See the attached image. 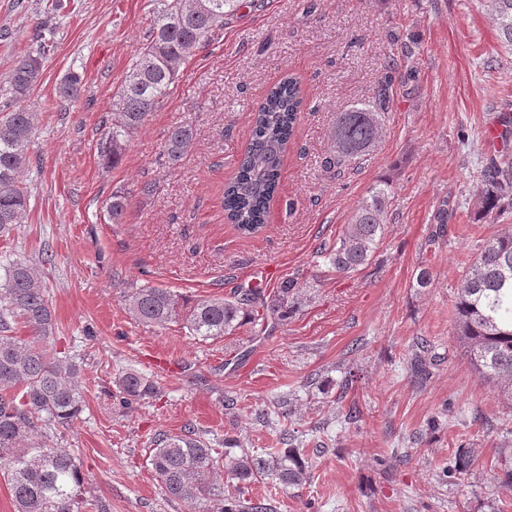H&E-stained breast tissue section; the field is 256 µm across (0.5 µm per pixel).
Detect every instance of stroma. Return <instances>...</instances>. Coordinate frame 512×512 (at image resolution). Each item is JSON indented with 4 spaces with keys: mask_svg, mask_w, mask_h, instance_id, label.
Listing matches in <instances>:
<instances>
[{
    "mask_svg": "<svg viewBox=\"0 0 512 512\" xmlns=\"http://www.w3.org/2000/svg\"><path fill=\"white\" fill-rule=\"evenodd\" d=\"M0 0V80L50 31L54 50L20 106L36 113L22 181L28 218L0 237V269L37 267L51 302L55 346L72 359L85 405L45 447L75 455L92 494L111 512H189L168 500L148 463L154 434L193 425L214 447L281 448L279 427L255 413L288 399V428L302 434L310 485L274 494L278 512H512V401L472 371L454 330L457 289L481 247L512 225L505 213L474 221L479 172L501 154L486 128L512 116V50L492 18V0H247L218 38L180 69L164 105L132 135L121 163L103 168L97 142L114 94L147 40L153 0ZM79 98L60 102L68 75ZM306 103L282 167L269 222L240 236L224 217V183L244 149L252 115L285 75ZM391 79L381 136L369 155L336 170L329 131L339 111ZM194 137L181 164L162 156L166 134ZM392 185L387 222L370 263L329 271L317 252L338 240L378 181ZM155 185L152 195L139 192ZM128 195L124 223L107 219L112 192ZM456 222L435 237L442 209ZM430 280L419 286L420 270ZM301 305L272 332L251 326L214 340L180 324L138 323L124 307L133 288H168L197 300L257 286L272 295L286 278ZM438 358L415 383L408 360ZM157 380L156 398L130 409L114 399L126 369ZM352 385H345L346 375ZM236 398L235 409L224 407ZM358 421L347 423L349 408ZM437 428H430V421ZM473 449L466 475L455 454Z\"/></svg>",
    "mask_w": 512,
    "mask_h": 512,
    "instance_id": "obj_1",
    "label": "stroma"
}]
</instances>
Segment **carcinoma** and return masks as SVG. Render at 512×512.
Wrapping results in <instances>:
<instances>
[{
	"mask_svg": "<svg viewBox=\"0 0 512 512\" xmlns=\"http://www.w3.org/2000/svg\"><path fill=\"white\" fill-rule=\"evenodd\" d=\"M153 12L147 42L118 89L112 107V126L101 136L98 157L106 168L119 163L129 137L170 95L181 66L224 29V18L237 13L245 0H159ZM500 39L512 48V0H493ZM39 46L26 52L7 77L12 97H27L39 81L44 56L53 48L51 37L39 32ZM390 82L374 90L372 100L336 113L330 131L333 155L328 164L338 168L368 154L381 134ZM75 75L59 87L64 101L79 97ZM304 94L300 82L287 75L267 90L254 113L250 136L232 178L224 183V215L244 237L261 231L269 206L277 195L283 158L295 136ZM36 113L15 110L0 113V236L25 223L30 207L20 173L28 150ZM193 140L190 127H172L163 153L177 164ZM483 175L481 214L491 215L500 201L512 196V162L504 159ZM391 184L381 181L368 192L336 243L320 248L318 256L338 273L356 271L372 258L381 239ZM124 193H112L106 203L108 219L124 223ZM302 285L283 280L263 307L256 306L260 288H240L229 297L193 302L167 288L140 286L125 296V308L142 324L164 328L181 322L189 335L201 339L234 334L242 325L264 334L271 324L295 308ZM21 322L29 336L7 332ZM457 335L466 345L469 362L479 377L495 380L512 400V229L483 246L462 278L455 303ZM49 295L37 270L25 262L9 265L0 284V474L10 486L14 512H110V503L85 487L76 457L65 448H43L34 438L47 430L68 427L82 411L84 395L76 382L74 365L57 356ZM432 362L414 355L411 371L418 383L431 375ZM120 403L138 404L156 396L157 381L128 369L115 378ZM219 452L193 428L179 434L159 433L149 456L151 469L167 498L192 512H277L272 498H247L242 485L270 480L285 488L309 484L312 465L303 449H242L232 444Z\"/></svg>",
	"mask_w": 512,
	"mask_h": 512,
	"instance_id": "1",
	"label": "carcinoma"
}]
</instances>
